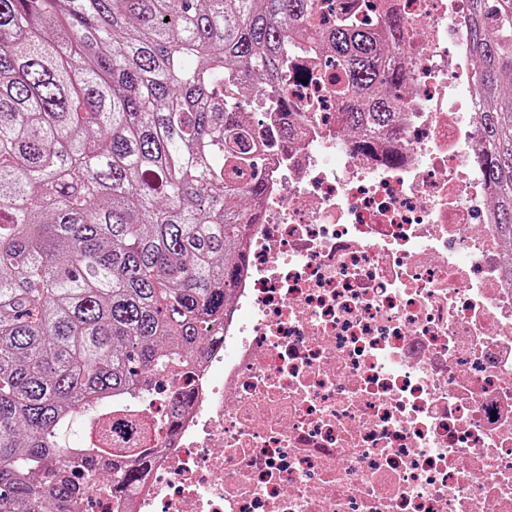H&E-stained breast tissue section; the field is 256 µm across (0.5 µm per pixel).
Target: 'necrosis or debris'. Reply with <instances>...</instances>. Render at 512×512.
I'll return each instance as SVG.
<instances>
[{"mask_svg":"<svg viewBox=\"0 0 512 512\" xmlns=\"http://www.w3.org/2000/svg\"><path fill=\"white\" fill-rule=\"evenodd\" d=\"M388 4L418 88L395 131L361 152L298 62L224 345L104 405L153 463L127 495L88 479L92 512H512V243L472 163L469 0Z\"/></svg>","mask_w":512,"mask_h":512,"instance_id":"necrosis-or-debris-1","label":"necrosis or debris"}]
</instances>
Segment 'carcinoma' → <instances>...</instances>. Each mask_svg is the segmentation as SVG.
<instances>
[{
    "label": "carcinoma",
    "instance_id": "carcinoma-1",
    "mask_svg": "<svg viewBox=\"0 0 512 512\" xmlns=\"http://www.w3.org/2000/svg\"><path fill=\"white\" fill-rule=\"evenodd\" d=\"M0 0V512H85L73 417L182 376L219 341L264 192L244 93L289 116L293 61L317 53L336 125L370 152L408 88L375 0ZM475 163L512 238V0H470ZM152 454L112 459L113 491Z\"/></svg>",
    "mask_w": 512,
    "mask_h": 512
}]
</instances>
